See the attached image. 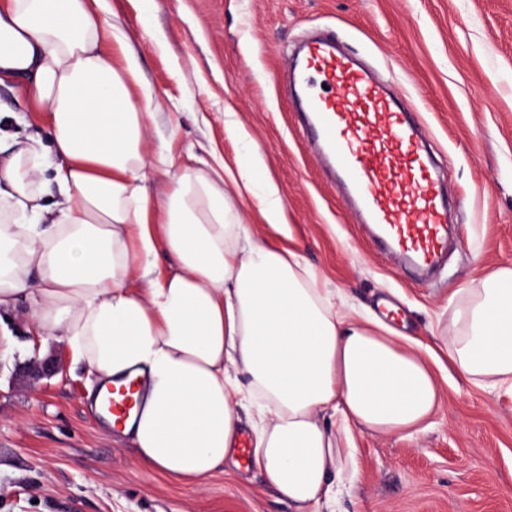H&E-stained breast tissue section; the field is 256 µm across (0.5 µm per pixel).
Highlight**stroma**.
I'll list each match as a JSON object with an SVG mask.
<instances>
[{
	"instance_id": "1",
	"label": "stroma",
	"mask_w": 512,
	"mask_h": 512,
	"mask_svg": "<svg viewBox=\"0 0 512 512\" xmlns=\"http://www.w3.org/2000/svg\"><path fill=\"white\" fill-rule=\"evenodd\" d=\"M144 82L161 106L151 142L171 165L154 169L159 195L184 166L223 158L254 138L279 187L292 242L355 309L386 299L395 327L423 343L450 324L458 289L512 266V0H106ZM152 30L155 41L144 37ZM336 35L415 106L456 204L442 276L427 281L383 250L325 174L285 94L287 61L303 38ZM0 133L47 139L15 85H0ZM13 340L0 355V512H295L236 451L197 488L135 465L131 442L90 414L87 374L65 367L36 384L22 365L40 341L31 323L0 318ZM443 405L411 436L352 432L353 458L332 512H512V393H489L436 369Z\"/></svg>"
}]
</instances>
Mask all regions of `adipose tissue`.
<instances>
[{
	"mask_svg": "<svg viewBox=\"0 0 512 512\" xmlns=\"http://www.w3.org/2000/svg\"><path fill=\"white\" fill-rule=\"evenodd\" d=\"M126 45L102 0H0V85L18 84L44 113L51 142L0 145V310L30 299L27 319L64 339L93 403L138 379L140 410L120 431L136 464L203 485L223 472L248 401L251 464L298 512H322L346 462L339 429L432 426L436 350L477 387L512 392V267L461 289L446 337L424 347L348 308L299 248L266 236L291 231L253 139L232 191L188 166L153 196L168 147L148 145L151 115L138 104L154 99ZM246 196L265 229L238 210ZM162 252L174 267H159Z\"/></svg>",
	"mask_w": 512,
	"mask_h": 512,
	"instance_id": "obj_1",
	"label": "adipose tissue"
}]
</instances>
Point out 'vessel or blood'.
<instances>
[{
  "label": "vessel or blood",
  "mask_w": 512,
  "mask_h": 512,
  "mask_svg": "<svg viewBox=\"0 0 512 512\" xmlns=\"http://www.w3.org/2000/svg\"><path fill=\"white\" fill-rule=\"evenodd\" d=\"M298 81L306 132L364 223L390 252L434 266L447 248L448 202L408 100L329 37L306 44Z\"/></svg>",
  "instance_id": "vessel-or-blood-1"
}]
</instances>
